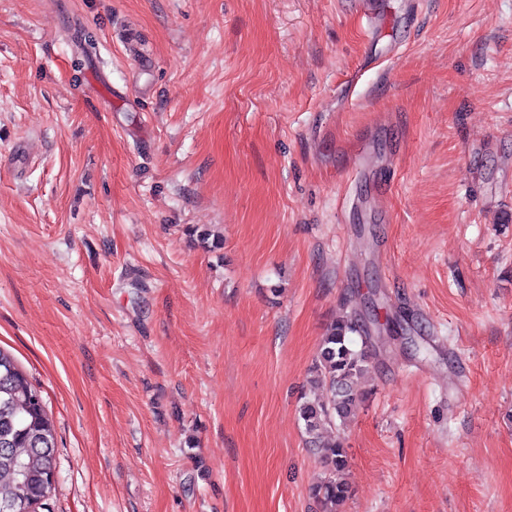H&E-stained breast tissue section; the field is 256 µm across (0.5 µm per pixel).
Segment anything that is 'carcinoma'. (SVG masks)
Instances as JSON below:
<instances>
[{
	"mask_svg": "<svg viewBox=\"0 0 512 512\" xmlns=\"http://www.w3.org/2000/svg\"><path fill=\"white\" fill-rule=\"evenodd\" d=\"M73 42L75 68L93 65L95 35L79 30ZM369 344L356 314L334 321L321 340L309 380L310 390L320 395L300 397L299 421L327 471L311 488L320 512H337L350 496L347 449L339 441L324 439V432L344 425L354 414L363 396L360 381L369 372ZM54 451V426L40 391L28 382L13 355L0 348V503L25 498L41 504L54 489L48 481L55 469Z\"/></svg>",
	"mask_w": 512,
	"mask_h": 512,
	"instance_id": "obj_1",
	"label": "carcinoma"
}]
</instances>
